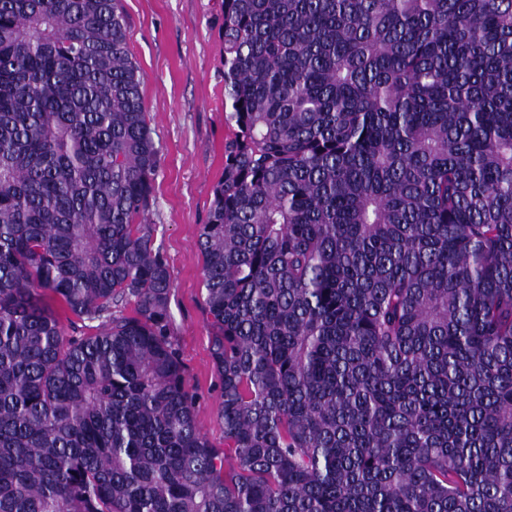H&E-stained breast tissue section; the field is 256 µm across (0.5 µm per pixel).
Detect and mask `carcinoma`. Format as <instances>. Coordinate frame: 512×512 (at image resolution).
I'll return each instance as SVG.
<instances>
[{"label": "carcinoma", "mask_w": 512, "mask_h": 512, "mask_svg": "<svg viewBox=\"0 0 512 512\" xmlns=\"http://www.w3.org/2000/svg\"><path fill=\"white\" fill-rule=\"evenodd\" d=\"M126 32L0 0V512H512V0H224L222 450Z\"/></svg>", "instance_id": "cac0c4a2"}]
</instances>
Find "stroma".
<instances>
[{
  "label": "stroma",
  "instance_id": "35a3bbf8",
  "mask_svg": "<svg viewBox=\"0 0 512 512\" xmlns=\"http://www.w3.org/2000/svg\"><path fill=\"white\" fill-rule=\"evenodd\" d=\"M129 56L142 93L159 165L145 216L173 282L171 334L196 396V421L223 448L221 383L211 357L214 328L204 303V256L198 244L224 171L222 0H120Z\"/></svg>",
  "mask_w": 512,
  "mask_h": 512
}]
</instances>
